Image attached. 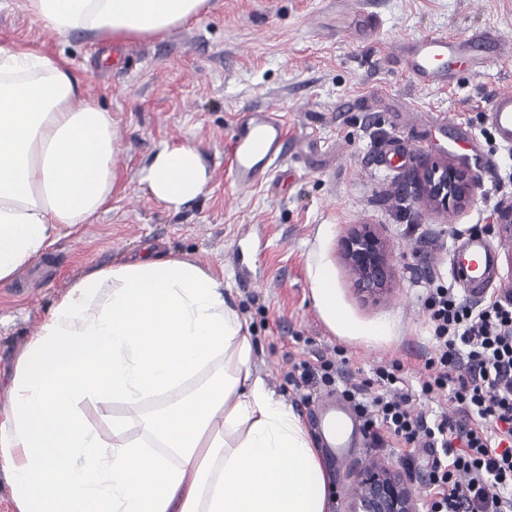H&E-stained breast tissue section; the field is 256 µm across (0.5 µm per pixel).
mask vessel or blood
<instances>
[{"label":"vessel or blood","instance_id":"b4317fda","mask_svg":"<svg viewBox=\"0 0 512 512\" xmlns=\"http://www.w3.org/2000/svg\"><path fill=\"white\" fill-rule=\"evenodd\" d=\"M500 40L489 31L455 37L447 34H424L408 41L404 58L413 78L425 87L446 86L451 67L458 61L469 64L474 74H481L488 58L486 49L498 47ZM489 119L499 140L512 144V92L496 95L489 107ZM288 132L277 109H251L237 118L226 152L227 171L234 184L249 190L267 179L288 152ZM493 254L482 238L468 239L452 269L454 278L464 281L472 292H480ZM319 429L330 430L334 439L329 444L333 462H341L346 454L345 439L348 428L358 425L353 411L331 397L318 402Z\"/></svg>","mask_w":512,"mask_h":512}]
</instances>
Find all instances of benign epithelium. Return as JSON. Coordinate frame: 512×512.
Masks as SVG:
<instances>
[{"label": "benign epithelium", "mask_w": 512, "mask_h": 512, "mask_svg": "<svg viewBox=\"0 0 512 512\" xmlns=\"http://www.w3.org/2000/svg\"><path fill=\"white\" fill-rule=\"evenodd\" d=\"M419 203L435 212H459L474 200L479 175L451 162L426 161L419 171ZM500 233L512 240V205L495 213ZM340 256L358 291L371 299L388 293L392 269L385 243L370 224L343 236ZM356 492L346 512H417L413 489L398 471L365 465L355 475Z\"/></svg>", "instance_id": "1"}]
</instances>
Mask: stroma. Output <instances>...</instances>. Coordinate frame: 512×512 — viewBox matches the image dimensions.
Returning <instances> with one entry per match:
<instances>
[{
    "label": "stroma",
    "instance_id": "obj_1",
    "mask_svg": "<svg viewBox=\"0 0 512 512\" xmlns=\"http://www.w3.org/2000/svg\"><path fill=\"white\" fill-rule=\"evenodd\" d=\"M476 30L505 44L483 74L461 66L448 87L426 89L407 72V39ZM2 42L66 59L82 96L111 112L123 151L109 210L0 284V401L26 345L69 287L148 249L223 271L252 340L254 369L316 443L313 405L289 375L293 363L345 355L336 386L318 387L321 395L392 361L419 389L433 353L427 291L453 282L452 265L473 236L486 239L496 263L484 293L461 283L459 297L475 305L512 294V242L492 222L497 206L512 201V146L488 118L493 97L512 89V0H209L197 22L112 45L81 32L51 36L25 0H0ZM263 107L280 110L290 150L262 185L241 190L224 148L239 115ZM460 136L476 140L481 157L451 148ZM185 142L199 146L209 185L176 209L156 200L137 174L163 145ZM427 160L479 173L468 208L446 216L420 206L417 171ZM356 224L372 225L388 249L394 276L377 301L358 293L339 255L341 237ZM320 265L335 285L332 321L312 297ZM346 324L385 333L348 336ZM436 454L417 448L403 459L390 443L358 433L329 474L330 512H344L355 474L368 463L397 469L423 495Z\"/></svg>",
    "mask_w": 512,
    "mask_h": 512
}]
</instances>
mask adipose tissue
Segmentation results:
<instances>
[{
	"label": "adipose tissue",
	"instance_id": "1",
	"mask_svg": "<svg viewBox=\"0 0 512 512\" xmlns=\"http://www.w3.org/2000/svg\"><path fill=\"white\" fill-rule=\"evenodd\" d=\"M206 2L26 0V10L55 37L112 43L199 19ZM119 152L111 113L81 96L66 61L0 43V284L106 209ZM139 177L176 209L207 192L191 143L162 148ZM251 360L213 270L147 253L88 272L42 321L0 408L18 512H328L319 448ZM85 401L128 415L107 435L88 424Z\"/></svg>",
	"mask_w": 512,
	"mask_h": 512
}]
</instances>
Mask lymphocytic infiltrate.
<instances>
[{
	"label": "lymphocytic infiltrate",
	"instance_id": "lymphocytic-infiltrate-1",
	"mask_svg": "<svg viewBox=\"0 0 512 512\" xmlns=\"http://www.w3.org/2000/svg\"><path fill=\"white\" fill-rule=\"evenodd\" d=\"M425 305L435 353L421 392L447 393L461 419L443 413L430 422L416 414L397 363L342 394L374 439L442 447L429 470L426 512H512V302L471 306L454 288L439 287Z\"/></svg>",
	"mask_w": 512,
	"mask_h": 512
}]
</instances>
